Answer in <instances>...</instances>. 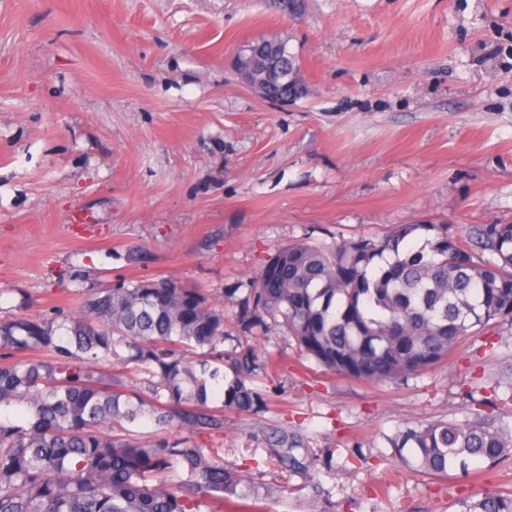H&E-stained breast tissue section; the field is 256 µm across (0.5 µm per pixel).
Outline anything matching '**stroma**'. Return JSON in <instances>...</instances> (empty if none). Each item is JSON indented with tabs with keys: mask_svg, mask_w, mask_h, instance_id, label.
<instances>
[{
	"mask_svg": "<svg viewBox=\"0 0 512 512\" xmlns=\"http://www.w3.org/2000/svg\"><path fill=\"white\" fill-rule=\"evenodd\" d=\"M286 41L301 97L263 99L236 75L244 44ZM512 224V0H0V317L69 308L116 277L165 275L224 295L293 241L331 245L398 224L468 237ZM281 360L261 413H224L226 464L261 475L262 512L294 501L265 435L331 455L336 512H456L512 489V461L435 478L388 443L480 416L512 425V327L468 334L448 362L372 384Z\"/></svg>",
	"mask_w": 512,
	"mask_h": 512,
	"instance_id": "35a3bbf8",
	"label": "stroma"
}]
</instances>
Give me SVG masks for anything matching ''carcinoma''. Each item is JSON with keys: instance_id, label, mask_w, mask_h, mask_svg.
<instances>
[{"instance_id": "obj_1", "label": "carcinoma", "mask_w": 512, "mask_h": 512, "mask_svg": "<svg viewBox=\"0 0 512 512\" xmlns=\"http://www.w3.org/2000/svg\"><path fill=\"white\" fill-rule=\"evenodd\" d=\"M294 70L281 62L266 99L287 94ZM277 286L264 287L268 272ZM323 370L387 383L447 360L461 338L490 322L512 324V224H483L468 243L448 225L398 224L380 237L335 246L308 241L278 248L248 283L237 316L247 334L265 318ZM224 309L173 277L88 288L62 315L0 320V512H214L235 496L253 503L269 487L224 463L196 434L224 433V410L267 406L256 380L278 360L236 337L226 351ZM112 359V369L97 367ZM176 425L182 439H145L132 426ZM278 462L334 512L332 492L310 469L303 439L266 435ZM400 458L437 477L469 472L472 461L512 459V427L480 417L440 420L389 438ZM457 512H512V490L458 501Z\"/></svg>"}]
</instances>
